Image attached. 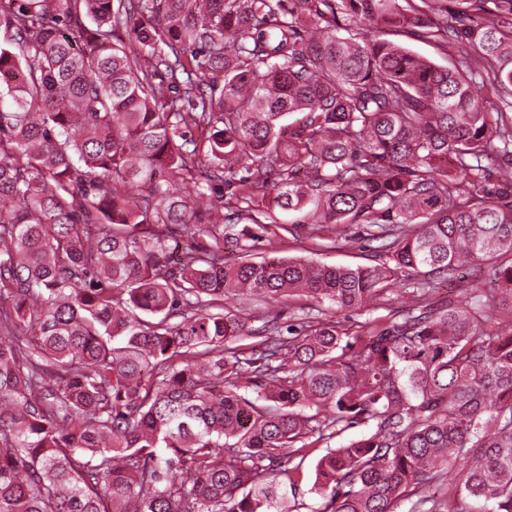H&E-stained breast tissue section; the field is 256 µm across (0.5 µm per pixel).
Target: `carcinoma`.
Segmentation results:
<instances>
[{
    "mask_svg": "<svg viewBox=\"0 0 512 512\" xmlns=\"http://www.w3.org/2000/svg\"><path fill=\"white\" fill-rule=\"evenodd\" d=\"M442 2L0 0V512H512V0ZM391 38L427 57L438 65L448 66L456 60L457 53L454 48L448 47V50H442L431 43L405 36H396ZM275 230L279 237H272V245H269L267 241L265 243L269 248L275 250L277 255L313 258L315 261L336 266H371L380 262L372 257L376 253L375 250L364 247V243L359 241L347 242L342 237L336 241L334 249L309 253L300 244H296L288 233ZM393 291L387 295L383 301H380L382 308L368 309L357 313H349L345 311H336L334 309H326V312L336 313V321L342 325V329H346L350 334H354L358 330L359 322H365L368 319L379 316H386L390 311H402L405 309L404 302L407 301V294L403 290ZM398 293H401L398 295Z\"/></svg>",
    "mask_w": 512,
    "mask_h": 512,
    "instance_id": "1",
    "label": "carcinoma"
}]
</instances>
